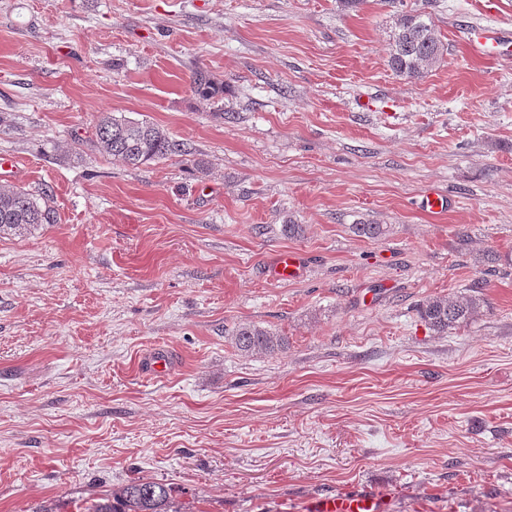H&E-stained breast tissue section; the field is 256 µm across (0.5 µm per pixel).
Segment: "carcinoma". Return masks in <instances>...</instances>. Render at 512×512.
I'll return each mask as SVG.
<instances>
[{
	"mask_svg": "<svg viewBox=\"0 0 512 512\" xmlns=\"http://www.w3.org/2000/svg\"><path fill=\"white\" fill-rule=\"evenodd\" d=\"M444 50L430 18L416 10L406 11L396 17L388 67L398 76L421 78L440 61ZM93 146L132 167L183 152L182 144L157 125L121 112L100 113ZM53 223L55 210L47 192L35 195L22 187L0 185V236L22 237ZM482 307L483 300L472 295L436 296L422 305L421 316L432 330L445 334L471 322ZM234 344L244 354L272 355L283 348L285 338L246 324L236 330ZM76 512H183V507L167 484L136 478L76 505Z\"/></svg>",
	"mask_w": 512,
	"mask_h": 512,
	"instance_id": "1",
	"label": "carcinoma"
}]
</instances>
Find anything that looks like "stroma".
<instances>
[{
    "label": "stroma",
    "mask_w": 512,
    "mask_h": 512,
    "mask_svg": "<svg viewBox=\"0 0 512 512\" xmlns=\"http://www.w3.org/2000/svg\"><path fill=\"white\" fill-rule=\"evenodd\" d=\"M410 9L447 48L420 79L387 65ZM483 27L512 34V0H0V182L57 215L0 238V512L138 477L186 512L366 486L388 512H512V60L472 54ZM102 112L187 153L100 154ZM287 250L303 276L270 279ZM462 295L468 325L421 319ZM244 323L284 350L238 351ZM483 300L476 296H436L421 307V316L429 327L440 334L448 333L471 322L481 313Z\"/></svg>",
    "instance_id": "obj_1"
}]
</instances>
